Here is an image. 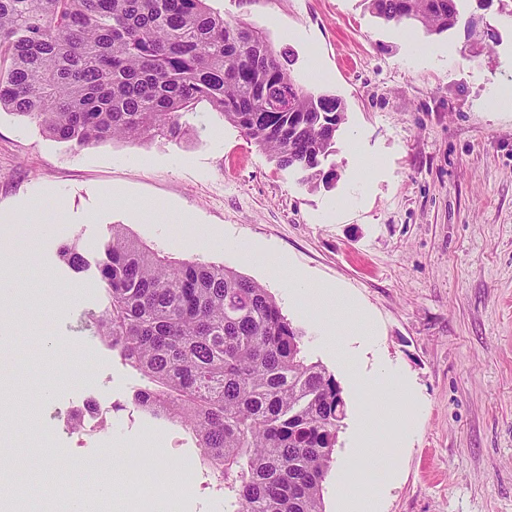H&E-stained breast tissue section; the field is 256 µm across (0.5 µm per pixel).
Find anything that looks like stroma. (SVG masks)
<instances>
[{
    "instance_id": "obj_1",
    "label": "stroma",
    "mask_w": 512,
    "mask_h": 512,
    "mask_svg": "<svg viewBox=\"0 0 512 512\" xmlns=\"http://www.w3.org/2000/svg\"><path fill=\"white\" fill-rule=\"evenodd\" d=\"M207 4L262 30L298 84L343 100L338 148L323 163L336 179L310 189L204 102L184 116L181 140L84 148L0 110V235L21 234L40 256L13 269L0 309V426L18 464L48 439L66 451L39 460V484L0 487V504L67 512L57 474L96 482L120 441L145 444L142 481L156 467L177 487L153 489L156 512H224L193 434L146 416L133 401L141 375L82 327L107 293L95 269L74 273L58 248L74 239L97 261L122 224L164 255L222 264L266 287L303 331L308 358L336 377L352 418L363 397L343 372L341 337L323 342L313 312L288 305L266 268L282 255L339 285L371 314L381 356L415 382L420 416L383 512H512V104H485L491 88L512 87V18L462 0L476 30L431 35L377 17L365 0ZM485 41L490 50L472 53ZM448 47L452 59L424 57ZM353 137L373 162L367 171L343 150ZM29 208L41 224L16 223ZM90 400L101 422L72 430L69 414Z\"/></svg>"
}]
</instances>
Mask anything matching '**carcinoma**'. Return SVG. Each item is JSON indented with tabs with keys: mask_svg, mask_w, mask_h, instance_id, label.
I'll use <instances>...</instances> for the list:
<instances>
[{
	"mask_svg": "<svg viewBox=\"0 0 512 512\" xmlns=\"http://www.w3.org/2000/svg\"><path fill=\"white\" fill-rule=\"evenodd\" d=\"M365 2L435 34L476 29L460 0ZM284 86L293 101L275 112L268 99ZM201 101L310 188L335 180L322 162L342 100L299 85L261 30L207 0H0V109L46 135L78 148L177 140ZM60 256L88 266L74 240ZM97 269L110 306L91 315L94 334L147 381L136 405L195 433L224 512H323L343 391L266 288L222 264L171 261L121 225Z\"/></svg>",
	"mask_w": 512,
	"mask_h": 512,
	"instance_id": "obj_1",
	"label": "carcinoma"
}]
</instances>
